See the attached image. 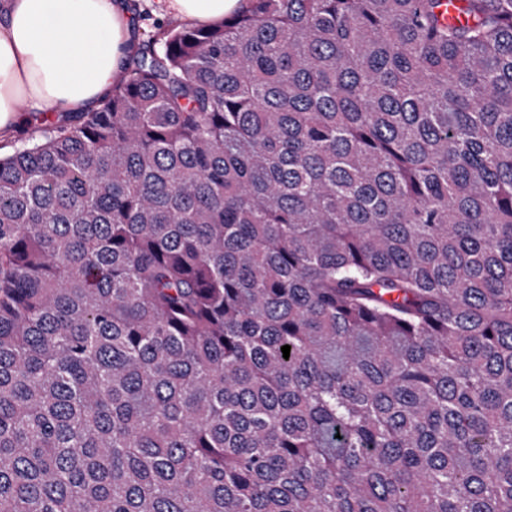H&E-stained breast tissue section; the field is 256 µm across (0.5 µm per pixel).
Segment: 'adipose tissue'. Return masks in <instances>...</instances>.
<instances>
[{
	"label": "adipose tissue",
	"mask_w": 512,
	"mask_h": 512,
	"mask_svg": "<svg viewBox=\"0 0 512 512\" xmlns=\"http://www.w3.org/2000/svg\"><path fill=\"white\" fill-rule=\"evenodd\" d=\"M246 0H165L183 22L206 25ZM126 0H0V132L20 104L69 114L96 106L131 50Z\"/></svg>",
	"instance_id": "adipose-tissue-1"
}]
</instances>
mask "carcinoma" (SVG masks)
Wrapping results in <instances>:
<instances>
[{"label": "carcinoma", "mask_w": 512, "mask_h": 512, "mask_svg": "<svg viewBox=\"0 0 512 512\" xmlns=\"http://www.w3.org/2000/svg\"><path fill=\"white\" fill-rule=\"evenodd\" d=\"M457 10L170 22L0 156V512H512V0Z\"/></svg>", "instance_id": "carcinoma-1"}]
</instances>
